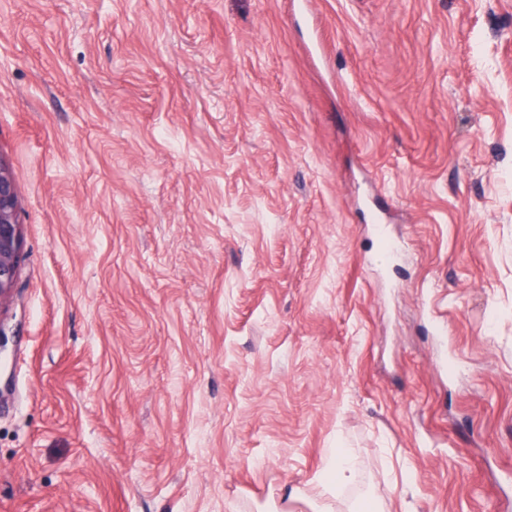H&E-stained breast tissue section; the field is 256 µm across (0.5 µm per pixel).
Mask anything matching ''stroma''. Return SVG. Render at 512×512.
Returning <instances> with one entry per match:
<instances>
[{
	"label": "stroma",
	"mask_w": 512,
	"mask_h": 512,
	"mask_svg": "<svg viewBox=\"0 0 512 512\" xmlns=\"http://www.w3.org/2000/svg\"><path fill=\"white\" fill-rule=\"evenodd\" d=\"M298 5L0 0V512L512 497V0ZM23 227L18 222L16 184L12 169L0 157V304L14 286L23 248ZM355 478L353 457L349 452L341 451L333 455L326 463L321 474L316 478L315 488L319 492L320 501H315L316 512H334L336 485L347 484Z\"/></svg>",
	"instance_id": "obj_1"
}]
</instances>
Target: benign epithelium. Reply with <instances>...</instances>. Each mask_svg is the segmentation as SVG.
<instances>
[{
  "instance_id": "7a95c632",
  "label": "benign epithelium",
  "mask_w": 512,
  "mask_h": 512,
  "mask_svg": "<svg viewBox=\"0 0 512 512\" xmlns=\"http://www.w3.org/2000/svg\"><path fill=\"white\" fill-rule=\"evenodd\" d=\"M22 248L15 179L12 169L0 158V305L8 300L14 286Z\"/></svg>"
}]
</instances>
